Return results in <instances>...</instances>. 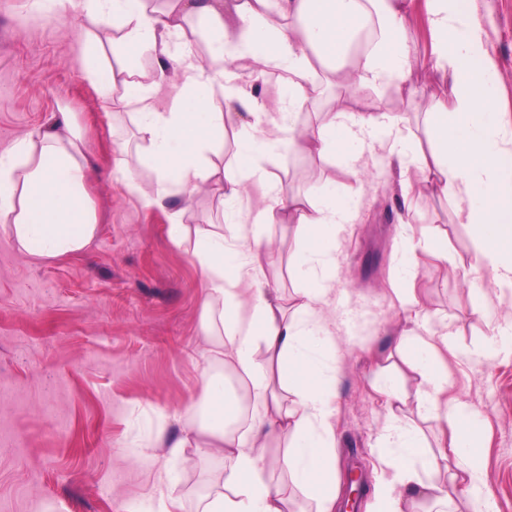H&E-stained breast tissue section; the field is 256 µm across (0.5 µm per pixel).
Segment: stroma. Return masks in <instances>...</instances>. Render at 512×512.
Masks as SVG:
<instances>
[{"mask_svg":"<svg viewBox=\"0 0 512 512\" xmlns=\"http://www.w3.org/2000/svg\"><path fill=\"white\" fill-rule=\"evenodd\" d=\"M476 7L512 113V0H476ZM406 29L414 57L407 89L381 95L364 88L343 103L357 112L391 108L405 132L418 136L421 100L439 81L430 67L427 0H410ZM109 35L81 0H65L51 13L35 11L32 0H0V151L71 113L97 175L91 197L98 225L84 250L52 259L30 256L0 230V512H157V496L167 490L164 473L183 493L185 512H194L205 480L218 469L211 460L166 468L136 453L150 443L159 416L178 433L177 414L202 394V276L172 242L170 217L180 212L192 228L216 219L222 204L204 194L188 204L176 195L164 207L149 206L141 193L108 179L124 164L143 191L152 184L130 109L114 107L85 68L93 43L103 62L118 66ZM386 156V146H374L355 179L294 149L267 164L295 193L320 190L329 179L342 190L362 187L359 220L344 233L340 291L322 321L343 355L333 420L340 465L365 464L371 477L382 473L371 447L387 422L371 380L398 323L389 280L402 203L398 173ZM410 215L417 232L448 235L447 260L419 256L416 283L429 328L448 331L456 344L447 396L485 423L492 508L512 512V297L486 290L489 313L501 322L498 350L487 352L485 324L469 306L475 262L469 227L436 194L413 199ZM265 235L273 248L260 275L292 295L296 226L285 218ZM151 487L156 497H146Z\"/></svg>","mask_w":512,"mask_h":512,"instance_id":"obj_1","label":"stroma"}]
</instances>
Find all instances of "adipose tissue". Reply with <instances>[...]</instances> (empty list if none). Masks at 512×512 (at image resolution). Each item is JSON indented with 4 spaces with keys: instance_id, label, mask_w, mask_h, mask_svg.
<instances>
[{
    "instance_id": "ef3b65f1",
    "label": "adipose tissue",
    "mask_w": 512,
    "mask_h": 512,
    "mask_svg": "<svg viewBox=\"0 0 512 512\" xmlns=\"http://www.w3.org/2000/svg\"><path fill=\"white\" fill-rule=\"evenodd\" d=\"M85 3L88 15L112 20L127 53L117 68L91 54L85 66L102 92L135 110L155 175L148 204L163 205L176 189L188 201L219 195L225 206L221 223L197 227L194 238H186L179 221L169 226L172 241L188 245L205 282L202 398L181 413L179 436L158 427L151 446L167 465L186 462L190 448L221 462L198 512H293L292 486L315 501L316 512H336L342 479L332 419L342 367L320 310L336 286L343 234L358 217L359 196L335 189L321 197L288 194L263 162L288 146L355 176L362 148L398 141L399 120L390 112L332 106L318 124L303 128L294 117L320 76L352 92L407 87L413 54L405 0H166L161 9L149 0ZM188 18L208 30V64L175 47ZM368 21L378 38L352 55L354 36ZM430 36L433 67L444 84L425 113L424 141L393 153L401 198L407 203L434 191L448 200L456 220L469 226L494 288L512 294V114L497 105L500 78L475 0H431ZM145 56L153 72L140 68ZM169 67L178 80L161 109L156 98ZM271 72L280 79L274 114L255 87ZM218 89L228 112L209 108ZM229 127L239 136L226 168L209 155ZM415 161L423 168L417 179L409 174ZM250 183L263 189L265 206L247 219ZM90 185L84 137L63 115L0 152V224L37 258L81 251L97 230ZM283 212L299 236L291 264L299 286L291 305L258 275L270 249L263 228ZM397 232L408 273L391 282L401 316L394 349L415 381L410 401L417 410L449 412L450 441L430 447L399 417L409 400L392 377L396 365L379 366L371 387L384 398L390 422L375 452L391 477L374 483L366 512H431L452 496L471 501L484 484L481 424L467 404L445 396L450 336L408 326L426 313L414 260L421 254L447 259L448 237L416 236L404 219Z\"/></svg>"
}]
</instances>
